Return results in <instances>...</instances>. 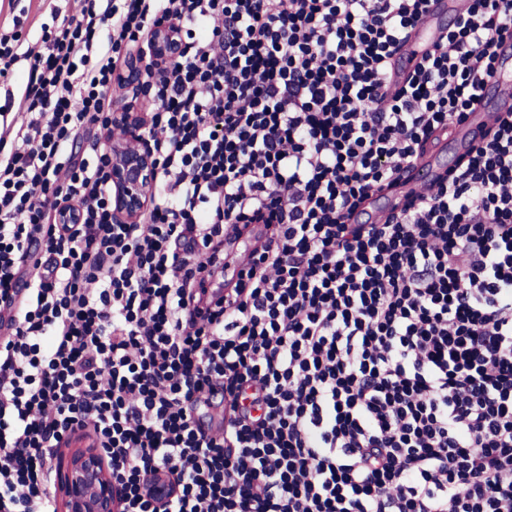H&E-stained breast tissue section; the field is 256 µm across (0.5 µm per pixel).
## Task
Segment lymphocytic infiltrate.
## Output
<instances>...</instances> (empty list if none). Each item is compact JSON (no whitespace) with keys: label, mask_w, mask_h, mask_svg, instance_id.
<instances>
[{"label":"lymphocytic infiltrate","mask_w":512,"mask_h":512,"mask_svg":"<svg viewBox=\"0 0 512 512\" xmlns=\"http://www.w3.org/2000/svg\"><path fill=\"white\" fill-rule=\"evenodd\" d=\"M429 3L52 8L0 106V512H56L53 450L78 431L122 512H512V112L357 220L480 104L512 39V0H467L390 80ZM168 15L189 50L147 102L159 174L117 224L113 66ZM243 236L249 268L225 278ZM447 170L441 166L433 155L426 151L410 167L406 177L391 191L378 193L371 202L378 203L377 207L362 215L361 222H380L391 214V210L405 197L419 193L422 188L435 183L436 179Z\"/></svg>","instance_id":"lymphocytic-infiltrate-1"}]
</instances>
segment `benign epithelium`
Segmentation results:
<instances>
[{"mask_svg":"<svg viewBox=\"0 0 512 512\" xmlns=\"http://www.w3.org/2000/svg\"><path fill=\"white\" fill-rule=\"evenodd\" d=\"M184 54L183 30L163 17L152 23L144 40L124 53L114 83L130 101L115 109L113 121L124 133L105 145L106 172L112 188V215L119 224H138L148 209L159 165L139 110L148 82ZM59 470L54 496L58 512H121L123 488L112 465L93 440L72 437L57 449Z\"/></svg>","mask_w":512,"mask_h":512,"instance_id":"1","label":"benign epithelium"}]
</instances>
